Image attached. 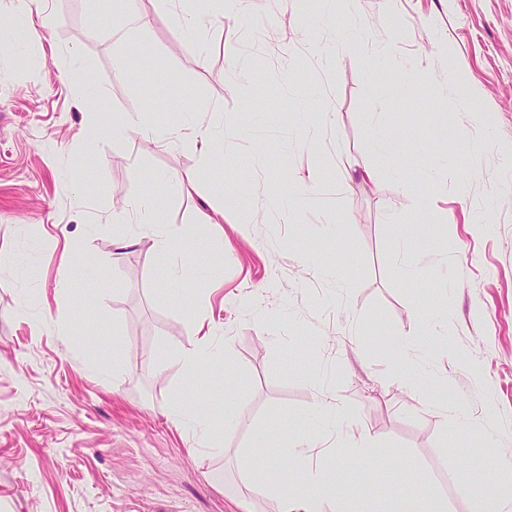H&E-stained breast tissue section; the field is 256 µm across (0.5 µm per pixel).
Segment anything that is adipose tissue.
<instances>
[{
  "label": "adipose tissue",
  "instance_id": "adipose-tissue-1",
  "mask_svg": "<svg viewBox=\"0 0 512 512\" xmlns=\"http://www.w3.org/2000/svg\"><path fill=\"white\" fill-rule=\"evenodd\" d=\"M248 0H202L200 9L187 11L180 17L186 32L193 33L223 23L225 17L245 14ZM152 106H145L124 125H116L103 118L100 128L113 134L133 132L154 146L176 151L183 148L196 149L202 158H211L224 142V136L210 125L198 123L192 111H185L179 128L158 129L151 119ZM140 223L153 227L157 247L164 257L162 280L174 285L186 281L187 271L178 261L192 248L190 242L174 237L162 226L157 207L151 197H143L138 204ZM171 420L193 429L197 442L204 447L212 446L218 436L229 432L235 425L231 411L204 415L195 413L190 407L175 404L170 410ZM301 454L309 461L299 474H289L287 467L278 460H259L252 464L247 481L255 492L276 495L281 503L280 512H395L392 502L378 499L366 501L358 493L339 490L333 474L312 465L311 449H302ZM474 512H512V465L503 464L500 479L482 484L474 497Z\"/></svg>",
  "mask_w": 512,
  "mask_h": 512
}]
</instances>
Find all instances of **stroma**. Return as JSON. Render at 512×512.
Segmentation results:
<instances>
[{
  "mask_svg": "<svg viewBox=\"0 0 512 512\" xmlns=\"http://www.w3.org/2000/svg\"><path fill=\"white\" fill-rule=\"evenodd\" d=\"M249 9L263 31L237 18L218 36L183 31L164 0H0V512H276L246 470L304 443L366 498L472 512L479 476L512 462V0ZM234 62L252 77L231 91ZM151 102L163 128L197 109L223 152L206 165L88 119ZM154 171L177 179L147 186ZM148 190L196 244L199 284L162 287L154 235L125 222ZM213 205L226 223L202 225ZM73 246L88 268H65ZM423 253L406 279L403 257ZM205 317L231 356L189 371ZM228 375L244 395L212 451L167 411L223 408ZM447 406L466 422H442ZM355 423L381 467L351 455Z\"/></svg>",
  "mask_w": 512,
  "mask_h": 512,
  "instance_id": "35a3bbf8",
  "label": "stroma"
}]
</instances>
